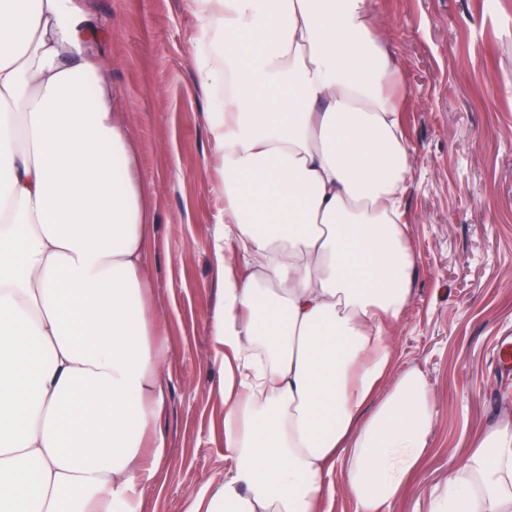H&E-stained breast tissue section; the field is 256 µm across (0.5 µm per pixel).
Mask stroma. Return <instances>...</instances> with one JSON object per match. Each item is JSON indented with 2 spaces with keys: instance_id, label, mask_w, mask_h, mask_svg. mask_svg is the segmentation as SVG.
<instances>
[{
  "instance_id": "1",
  "label": "stroma",
  "mask_w": 512,
  "mask_h": 512,
  "mask_svg": "<svg viewBox=\"0 0 512 512\" xmlns=\"http://www.w3.org/2000/svg\"><path fill=\"white\" fill-rule=\"evenodd\" d=\"M75 3L101 31L89 51L125 114L156 221L147 313L170 380L158 424L164 464L145 482L142 512H185L224 471L213 324L224 268L247 262L224 236L203 119L224 90L196 82L197 20L184 0ZM374 33L407 88L403 221L414 262L406 307L385 333L399 368L424 373L435 405L426 459L396 512H429L476 434L512 413V374L499 367L512 340V0H378Z\"/></svg>"
}]
</instances>
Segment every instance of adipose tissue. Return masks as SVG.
Segmentation results:
<instances>
[{"instance_id":"ef3b65f1","label":"adipose tissue","mask_w":512,"mask_h":512,"mask_svg":"<svg viewBox=\"0 0 512 512\" xmlns=\"http://www.w3.org/2000/svg\"><path fill=\"white\" fill-rule=\"evenodd\" d=\"M224 178V476L189 512H393L434 404L384 329L413 259L400 67L375 0H186ZM73 0H0V512H138L169 355L148 339L153 220ZM389 389H382L386 377ZM432 512H512V428L478 436ZM347 479L341 472H336L332 477V486L327 492L324 512H354L351 495L347 491Z\"/></svg>"}]
</instances>
